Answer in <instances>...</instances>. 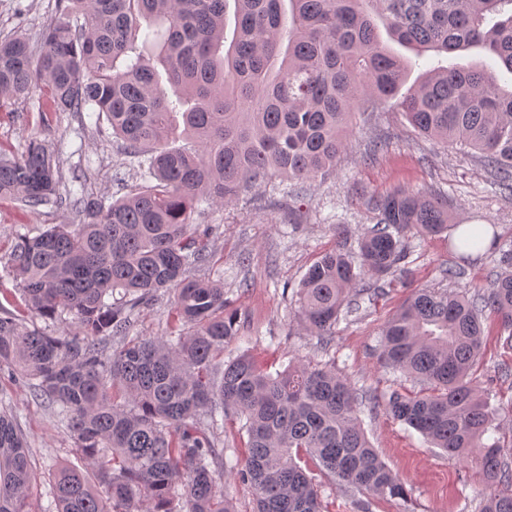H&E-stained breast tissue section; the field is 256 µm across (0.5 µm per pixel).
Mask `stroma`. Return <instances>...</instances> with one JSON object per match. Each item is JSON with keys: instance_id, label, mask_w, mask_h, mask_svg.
Segmentation results:
<instances>
[{"instance_id": "obj_1", "label": "stroma", "mask_w": 512, "mask_h": 512, "mask_svg": "<svg viewBox=\"0 0 512 512\" xmlns=\"http://www.w3.org/2000/svg\"><path fill=\"white\" fill-rule=\"evenodd\" d=\"M56 16L55 0H0V39L18 32L38 34ZM456 64L481 67L494 72L501 85L512 84V74L498 58L480 49L429 54L409 62L415 76ZM39 103L34 96L8 101L0 108V153H21L29 139H40L53 149L65 188L105 201L120 196L112 172L121 155L108 122L84 112H52L44 117ZM380 141L384 150L374 161H366L369 149ZM396 188L443 196L454 223L487 224L498 240L512 239V192L492 184L477 152L447 148L419 136L391 100L375 111L356 113L333 176L292 188L276 182L258 185L230 205L215 204L195 214L196 227L211 230L209 269L223 272L228 307L237 312L243 339L268 372L281 371L289 359L300 358L335 365L359 392L387 393L399 386L402 375L381 366L380 331L410 292L488 285L496 270L488 253L463 254L444 236H413L405 274L365 277L362 287L381 288V295L362 301L356 313L340 320L330 344H321L300 329L293 315V291L307 269L336 247L357 251L361 234L375 222L369 197ZM72 221V213L63 206L31 209L0 198V254L10 252L18 235H35L47 225ZM451 266L463 269V277L448 280L443 271ZM487 330L480 383L491 407L504 410L512 404V379L499 377L496 369L501 364L512 366V350L503 348L495 325ZM0 397L32 450L35 479L29 508L48 512L53 473L77 460L72 433L53 408L4 372ZM360 418L407 496L382 499L347 493L332 477L321 474L317 480L328 512H361L364 502L370 512H478L485 485L470 464L430 447L420 434L387 415L384 407L362 406ZM222 437L225 467L215 473L217 484L232 498L236 512H253L250 488L229 471L245 455L237 426L225 425Z\"/></svg>"}]
</instances>
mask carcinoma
<instances>
[{
	"label": "carcinoma",
	"instance_id": "obj_1",
	"mask_svg": "<svg viewBox=\"0 0 512 512\" xmlns=\"http://www.w3.org/2000/svg\"><path fill=\"white\" fill-rule=\"evenodd\" d=\"M56 12L39 48L0 40V101L39 89L52 112L106 116L120 153L153 183L106 206L60 192L54 155L36 139L0 156V197L64 204L78 220L21 234L0 256L28 309L76 327L30 326L0 306V370L65 417L75 439L79 464L54 475V512H235L214 478L221 421L246 434L237 475L255 512H326L313 466L358 492L405 497L345 376L304 362L273 375L250 351L229 352L238 316L221 281L190 276L210 263L190 228L204 203L230 204L276 178L332 176L354 109L393 99L420 134L479 151L512 191V89L457 65L402 94L408 64L375 22L386 19L389 39L419 58L481 47L512 73V0H56ZM369 205L376 223L358 254L323 253L295 292L297 323L324 345L360 308L362 277L406 257V233L452 228L441 197L398 189ZM458 247L483 250L480 231ZM498 254L488 289H418L381 330L384 367L426 387L392 390L386 410L449 456L475 460L492 488L479 512H512V433L506 444L489 437L496 410L473 376L485 321L512 350V242ZM162 293L179 333H135ZM33 478L28 443L3 408L0 512H28Z\"/></svg>",
	"mask_w": 512,
	"mask_h": 512
}]
</instances>
